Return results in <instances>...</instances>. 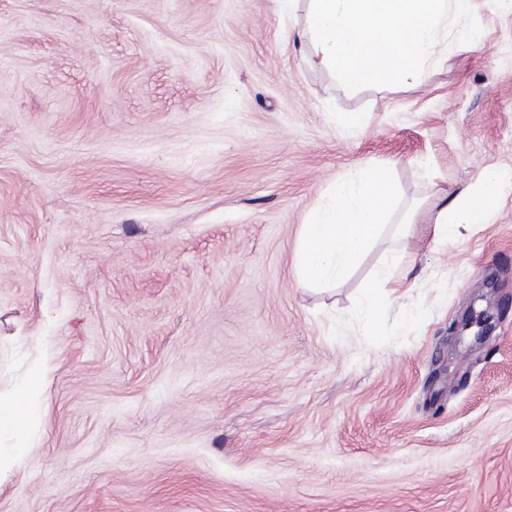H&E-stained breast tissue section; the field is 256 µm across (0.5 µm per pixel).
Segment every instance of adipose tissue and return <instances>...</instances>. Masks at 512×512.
<instances>
[{
    "instance_id": "ef3b65f1",
    "label": "adipose tissue",
    "mask_w": 512,
    "mask_h": 512,
    "mask_svg": "<svg viewBox=\"0 0 512 512\" xmlns=\"http://www.w3.org/2000/svg\"><path fill=\"white\" fill-rule=\"evenodd\" d=\"M507 178L497 171L482 173L450 203L440 205L434 219V243L463 238L495 214ZM397 189L387 170L368 168L339 180L333 203L317 208L300 238L301 273L308 281L327 286L357 266L379 237ZM46 368H32L10 394L0 395V436L13 442L11 454L0 455V474L26 456L35 435L37 401L48 383Z\"/></svg>"
}]
</instances>
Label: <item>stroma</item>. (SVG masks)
<instances>
[{"mask_svg":"<svg viewBox=\"0 0 512 512\" xmlns=\"http://www.w3.org/2000/svg\"><path fill=\"white\" fill-rule=\"evenodd\" d=\"M310 6L0 0V392L50 368L0 512H512V192L431 229L512 173V6L471 0L477 42L355 91L308 65ZM368 167L383 233L307 283L303 224ZM498 171H485L467 190L458 193L448 205L439 206L434 219V244L463 238L477 224H487L496 213L503 186L509 181ZM357 311L367 322L373 323L384 313V304L376 288L365 289L358 300Z\"/></svg>","mask_w":512,"mask_h":512,"instance_id":"obj_1","label":"stroma"}]
</instances>
